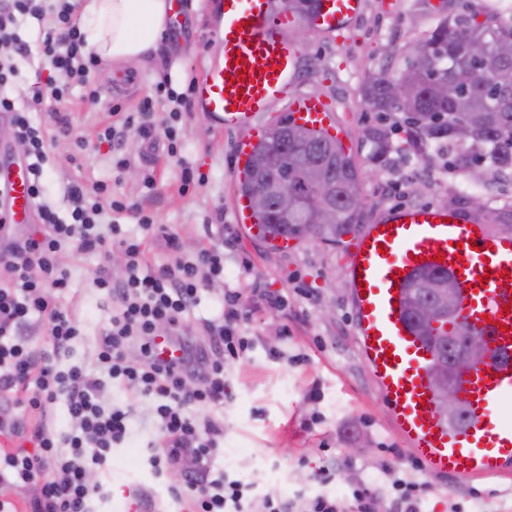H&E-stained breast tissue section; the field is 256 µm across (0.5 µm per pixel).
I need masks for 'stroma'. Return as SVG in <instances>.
Here are the masks:
<instances>
[{
	"instance_id": "obj_1",
	"label": "stroma",
	"mask_w": 512,
	"mask_h": 512,
	"mask_svg": "<svg viewBox=\"0 0 512 512\" xmlns=\"http://www.w3.org/2000/svg\"><path fill=\"white\" fill-rule=\"evenodd\" d=\"M181 5L166 25L156 56L137 68L96 73V83L107 89L99 102L74 91L66 109L74 135L57 138L51 146L44 167L45 200L63 215L70 207L68 183H110L113 199L127 210L107 213L106 221L121 224L152 266L171 261L165 244L169 234L188 253L211 246L223 249L224 274L205 278L189 321L216 315L225 291L242 292L248 298L244 335L251 347L225 364L223 404L192 411L198 420H213L224 429L213 472H228L291 501L318 494L342 496L365 482L378 487L377 499L385 505L397 485L416 481L425 485L419 512H512V471L441 477L416 467L356 335L346 261L357 234L338 242L295 240L288 250L278 251L234 223L236 133L220 130L191 108L170 120L165 101L156 94L157 82L167 74L173 88L184 92L187 76H198L208 57L220 52L201 0H181ZM480 9V0H364L359 17L344 33L298 27L302 55L293 91L318 94L333 106L360 169L361 226L372 224L385 208L467 207L459 193L461 173L445 168L422 173L413 156L393 164L371 161L365 131L376 119L360 90L369 73L397 74L440 18ZM147 99L153 102L157 124L173 121L176 153H168L165 139L146 140L130 128H123L118 146L98 141L101 128L121 126ZM122 160L128 166L121 171L117 164ZM138 209L152 218L155 231L140 228L134 215ZM63 261L72 282L60 304L84 335L61 363L90 368L98 333L112 316L106 296L93 283L100 259L69 252ZM268 290L280 294V307L266 305ZM102 402L129 407L130 431L107 462L91 470L93 484L101 488L91 499V512H131L132 503L145 499L152 512H190L189 500L175 499L170 492L176 484L172 475L156 476L150 464L160 442L153 399L107 377ZM334 453L344 460L340 472L328 483L315 480Z\"/></svg>"
}]
</instances>
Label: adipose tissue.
<instances>
[{
    "label": "adipose tissue",
    "mask_w": 512,
    "mask_h": 512,
    "mask_svg": "<svg viewBox=\"0 0 512 512\" xmlns=\"http://www.w3.org/2000/svg\"><path fill=\"white\" fill-rule=\"evenodd\" d=\"M169 8L168 0H82L86 46L109 70L143 63L160 43Z\"/></svg>",
    "instance_id": "obj_1"
}]
</instances>
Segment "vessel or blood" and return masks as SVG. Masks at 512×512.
<instances>
[{
	"mask_svg": "<svg viewBox=\"0 0 512 512\" xmlns=\"http://www.w3.org/2000/svg\"><path fill=\"white\" fill-rule=\"evenodd\" d=\"M361 9L362 0H317L308 22L326 33L341 31ZM206 10L222 52L196 78L192 100L220 129L237 132V173L265 140L261 117L279 100H287L294 122L338 136L329 102L288 94L300 61L296 40L285 35L296 23L288 8L273 10L271 0H206ZM232 212L235 223L261 238L246 198H235ZM33 218L26 166H0V219L29 224ZM435 265L456 273L461 314L493 350L461 377L467 425L459 431L437 412L428 373L433 351L400 306L411 276ZM347 270L360 348L413 456L432 475L501 473L512 464V424L494 421L498 403L512 395V238L489 235L480 216L466 210L389 208L361 235Z\"/></svg>",
	"mask_w": 512,
	"mask_h": 512,
	"instance_id": "vessel-or-blood-1",
	"label": "vessel or blood"
}]
</instances>
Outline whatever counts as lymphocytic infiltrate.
Listing matches in <instances>:
<instances>
[{"instance_id": "f902f5d3", "label": "lymphocytic infiltrate", "mask_w": 512, "mask_h": 512, "mask_svg": "<svg viewBox=\"0 0 512 512\" xmlns=\"http://www.w3.org/2000/svg\"><path fill=\"white\" fill-rule=\"evenodd\" d=\"M76 11L75 0H0V113L7 115L14 140L24 148L39 220L37 229L0 250V401L42 415L62 395L71 421L69 431L59 434L43 422L30 429L24 420L1 417L0 432L19 438L20 444L0 455V482L21 488L41 478L40 492L29 499L27 512H89L88 500L95 491L87 480L91 466L103 464L129 433L128 410L102 405L99 378L80 366L60 369L56 362L82 334L58 304L71 283L63 253L73 249L104 260L117 245L125 255L121 272L111 273L103 264L94 277L113 304L110 325L97 340V362L130 390L156 398L162 449L152 456L151 465L163 475L193 457L195 468L183 482L193 512H371L374 492L364 484L353 489L351 503L318 495L297 511L292 502L271 495L250 497L249 484L213 474L215 438L222 429L212 424L207 436H200L189 410L223 399L224 363L249 346L240 326L241 295L225 292L220 316L201 323L204 339L196 338L187 316L197 302L201 270L214 277L223 274V251L204 248L186 255L178 237L170 234L166 244L172 261L151 268L139 244L125 237L120 225L102 226L103 201L110 195L107 184L69 185L74 207L65 217L45 202L46 140L31 111L49 101L66 104L76 86L91 101L103 95L91 80L99 61L85 48ZM30 17L47 22L38 48L54 75L47 83L31 85L19 100L13 94L16 61L30 49L20 34ZM34 317L44 324L50 342L49 350L39 354L18 336L20 327ZM161 324L178 353L168 362L154 356ZM132 347L138 351L134 360L127 354Z\"/></svg>"}]
</instances>
